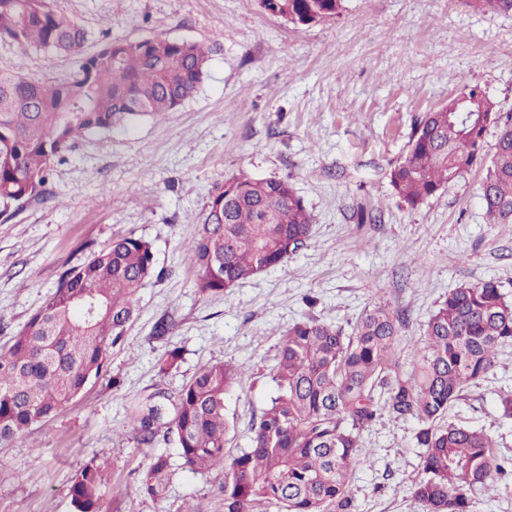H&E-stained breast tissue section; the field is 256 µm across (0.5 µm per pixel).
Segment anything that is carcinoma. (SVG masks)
Instances as JSON below:
<instances>
[{
	"label": "carcinoma",
	"instance_id": "carcinoma-1",
	"mask_svg": "<svg viewBox=\"0 0 512 512\" xmlns=\"http://www.w3.org/2000/svg\"><path fill=\"white\" fill-rule=\"evenodd\" d=\"M512 13V0H461ZM299 24L338 14L343 0H263ZM0 40L77 57L63 81L35 83L0 72V203L47 195L52 168L76 138L124 130L138 117L172 112L197 92L210 47L186 40L105 38L84 56L87 31L51 0H0ZM498 128L480 198L493 224H512V122L479 88L466 87L427 112L409 150L390 170L399 199L415 209L483 161L484 136ZM313 217L287 182L234 176L215 186L186 243L195 288L219 296L282 263L309 238ZM154 273L153 245L121 235L61 275L55 289L0 349V443L8 444L69 405L101 376L137 315L136 294ZM403 320L382 306L365 310L353 333L306 318L282 336L273 368L275 396L251 426V447L226 457L224 400L242 365L202 366L175 395L132 408L129 423L149 447L176 439L182 468L224 470V512H352L349 479L361 432L381 413L417 421L422 473L413 494L427 512H471L472 494L499 469L485 434L449 419L462 392L493 370L512 345V302L493 281L462 284L431 316L425 354L402 373L396 347ZM170 457L153 453L137 491L156 498ZM107 467L91 460L72 477L76 512H104Z\"/></svg>",
	"mask_w": 512,
	"mask_h": 512
}]
</instances>
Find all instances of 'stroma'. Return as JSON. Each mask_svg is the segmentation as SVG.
Returning a JSON list of instances; mask_svg holds the SVG:
<instances>
[{
  "label": "stroma",
  "mask_w": 512,
  "mask_h": 512,
  "mask_svg": "<svg viewBox=\"0 0 512 512\" xmlns=\"http://www.w3.org/2000/svg\"><path fill=\"white\" fill-rule=\"evenodd\" d=\"M88 30L86 53L105 36L216 43L195 95L164 119L125 133L75 140L55 163L48 197L0 214V347L56 287L67 268L113 238L151 241L155 271L137 294L139 315L98 380L48 421L0 447V512H75L72 476L109 461L106 512H224V473L174 468L162 496L137 495L150 452L177 457L157 437L144 448L127 408L176 393L204 364L244 365L225 400L235 427L226 449L250 445V425L275 393L282 335L307 317L351 331L381 305L407 314L396 350L401 371L422 355L423 328L449 290L494 281L512 299V224L489 223L474 167L412 209L389 172L418 119L476 86L512 116V14L476 12L461 0H344L342 11L301 25L261 0H53ZM73 57L0 41V72L34 82L69 78ZM287 181L313 217L304 246L219 296L199 294L184 245L214 188L240 173ZM170 316L174 329L153 327ZM182 358L168 374L158 362ZM512 346L466 388L451 416L482 430L502 469L472 512H512ZM413 419L381 415L361 434L349 483L355 512H425L412 489L421 472Z\"/></svg>",
  "instance_id": "obj_1"
}]
</instances>
